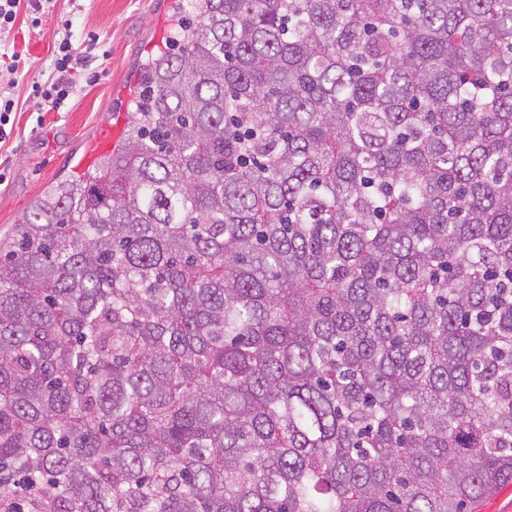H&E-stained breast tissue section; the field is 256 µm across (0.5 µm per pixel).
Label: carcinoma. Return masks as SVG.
<instances>
[{
	"mask_svg": "<svg viewBox=\"0 0 512 512\" xmlns=\"http://www.w3.org/2000/svg\"><path fill=\"white\" fill-rule=\"evenodd\" d=\"M111 155L0 232V500L470 512L512 482V0H179Z\"/></svg>",
	"mask_w": 512,
	"mask_h": 512,
	"instance_id": "obj_1",
	"label": "carcinoma"
}]
</instances>
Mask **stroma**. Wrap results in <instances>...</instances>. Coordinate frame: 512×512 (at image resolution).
<instances>
[{
    "label": "stroma",
    "mask_w": 512,
    "mask_h": 512,
    "mask_svg": "<svg viewBox=\"0 0 512 512\" xmlns=\"http://www.w3.org/2000/svg\"><path fill=\"white\" fill-rule=\"evenodd\" d=\"M176 0H57L39 26L18 16L0 42L21 55L22 75L0 62V94L13 97L12 130L0 143V231L10 228L44 188L67 178L89 138L126 104L139 80L138 63L154 49L158 22L172 18ZM74 39L94 42L95 56L57 112H44L31 84L49 73L52 50L64 21Z\"/></svg>",
    "instance_id": "35a3bbf8"
}]
</instances>
